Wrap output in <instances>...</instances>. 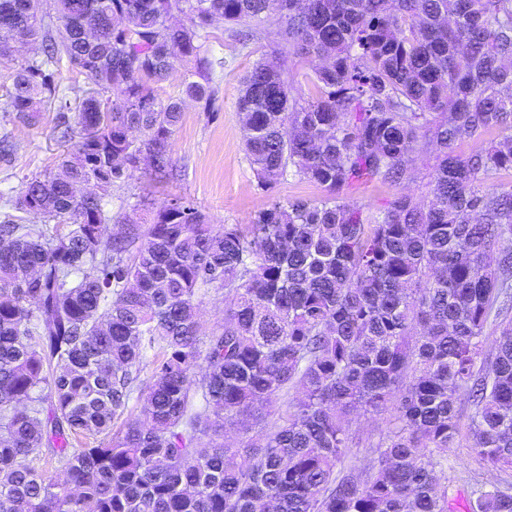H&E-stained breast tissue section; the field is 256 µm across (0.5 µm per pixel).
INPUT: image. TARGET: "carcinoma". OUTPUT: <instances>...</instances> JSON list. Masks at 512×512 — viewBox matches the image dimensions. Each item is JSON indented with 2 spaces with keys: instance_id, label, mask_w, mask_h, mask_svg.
Listing matches in <instances>:
<instances>
[{
  "instance_id": "obj_1",
  "label": "carcinoma",
  "mask_w": 512,
  "mask_h": 512,
  "mask_svg": "<svg viewBox=\"0 0 512 512\" xmlns=\"http://www.w3.org/2000/svg\"><path fill=\"white\" fill-rule=\"evenodd\" d=\"M271 11L322 65L304 103L281 64L247 72L246 156L262 189L292 168L326 196L275 197L244 225L178 199L112 220L103 197L140 163L175 177L183 98L211 109L201 31ZM17 34L36 49L0 110L32 125L54 109L72 146L0 224V512H452L437 468L464 394L472 450L512 471V321L478 362L492 311L512 308V188L481 187L512 169V136L454 151L512 129V0H0V41ZM64 61L95 93L71 102ZM178 64L194 79L163 101ZM429 146L428 201L376 216L345 201L407 181ZM88 182L100 197L76 199ZM212 288L229 302L203 334ZM390 404L361 477L348 419ZM233 425L261 442L224 440ZM471 512H512V493L485 488Z\"/></svg>"
}]
</instances>
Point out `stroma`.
Listing matches in <instances>:
<instances>
[{"mask_svg":"<svg viewBox=\"0 0 512 512\" xmlns=\"http://www.w3.org/2000/svg\"><path fill=\"white\" fill-rule=\"evenodd\" d=\"M284 21L278 12L269 13L257 25L244 22L254 32L248 44H241L229 29L216 27L203 38L204 51L213 60L211 78L216 88L215 112L205 115L201 104L186 102L182 122L172 136L171 157L178 176L168 179L150 168L135 171L131 179L116 186L106 197L105 207L113 216L128 215L144 221L173 198L183 197L202 210L214 224H247L269 204L271 197L284 201L322 199V187L293 176L285 177L274 193L262 191L244 151L245 130L237 109V98L244 75L261 57L276 50V35ZM56 112L43 113L39 123L28 126L12 121L0 112V135L8 134L13 146L11 166H0V215L7 212V200L17 197L26 179L54 169L66 145L57 134ZM435 163L431 151L417 153L413 176L402 184L365 181L347 190L349 203L375 213L401 193L425 199L430 192V174ZM461 428L448 450L443 475L448 495L454 498L456 512H467L466 501L472 490L511 480L508 474L481 463L470 451L467 425L473 407L467 397L457 403ZM390 413L352 416L349 430L354 436L352 464L362 468L369 448L376 446L390 426Z\"/></svg>","mask_w":512,"mask_h":512,"instance_id":"1","label":"stroma"}]
</instances>
